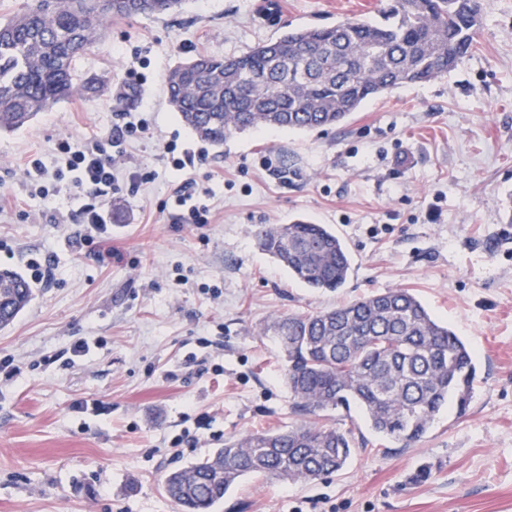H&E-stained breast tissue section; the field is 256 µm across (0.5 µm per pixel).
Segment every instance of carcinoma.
I'll return each instance as SVG.
<instances>
[{
    "mask_svg": "<svg viewBox=\"0 0 512 512\" xmlns=\"http://www.w3.org/2000/svg\"><path fill=\"white\" fill-rule=\"evenodd\" d=\"M187 0H34L0 20V132H13L96 79L74 83L73 63L119 19L178 11ZM378 20L290 29L232 57L200 55L169 72L167 98L182 122L213 147L244 131H311L343 123L389 90L434 80L474 47L479 0H388ZM259 248L317 290L343 287L351 269L324 224L263 225ZM32 288L0 270V329L24 310ZM275 336L294 411L359 410L371 429L408 446L453 402L464 413L476 368L467 346L408 288H389L315 312L276 315ZM356 451L353 430L303 420L248 433L164 480L178 512H214L242 479L311 482L338 473Z\"/></svg>",
    "mask_w": 512,
    "mask_h": 512,
    "instance_id": "carcinoma-1",
    "label": "carcinoma"
}]
</instances>
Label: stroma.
<instances>
[{
	"instance_id": "1",
	"label": "stroma",
	"mask_w": 512,
	"mask_h": 512,
	"mask_svg": "<svg viewBox=\"0 0 512 512\" xmlns=\"http://www.w3.org/2000/svg\"><path fill=\"white\" fill-rule=\"evenodd\" d=\"M377 4L187 0L114 21L74 65L76 83L102 76L107 88L0 134V269L25 273L35 251L55 261L0 329V363L20 369L0 379V512H177L162 490L171 471L297 420L278 346L260 333L269 318L386 288L411 289L474 353L467 411L445 407L408 448L360 411L325 412L361 442L341 472L249 477L218 512H512V0H480L476 46L447 75L370 99L333 128L249 130L215 148L167 100L177 62L237 56L293 26L374 19ZM141 119L146 132L112 149V241L97 257L78 252L89 197L30 196L16 163L37 152L55 167L59 141ZM169 142L194 166L173 170ZM190 182L211 190L209 223L170 219ZM297 218L346 244L343 288H307L258 248L259 226Z\"/></svg>"
}]
</instances>
